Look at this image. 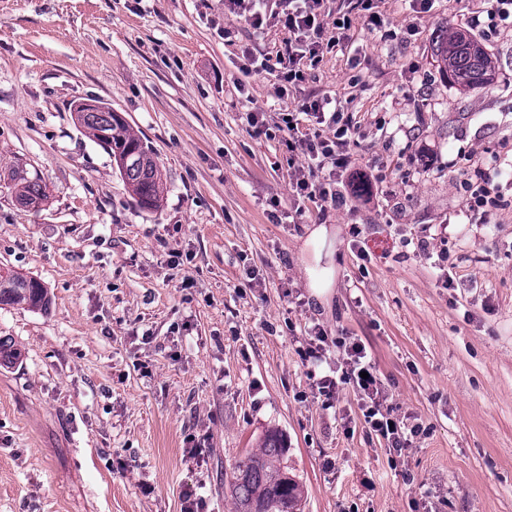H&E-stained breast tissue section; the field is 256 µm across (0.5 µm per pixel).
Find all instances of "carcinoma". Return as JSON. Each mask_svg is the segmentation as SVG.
<instances>
[{
  "instance_id": "carcinoma-1",
  "label": "carcinoma",
  "mask_w": 512,
  "mask_h": 512,
  "mask_svg": "<svg viewBox=\"0 0 512 512\" xmlns=\"http://www.w3.org/2000/svg\"><path fill=\"white\" fill-rule=\"evenodd\" d=\"M436 58L444 77L466 90H488L493 86L495 63L482 45L469 35L446 28L436 40ZM75 120L111 156L124 182L141 208L156 209L163 200L165 182L152 148L134 133L119 112L74 111ZM16 200L37 207L48 199L40 178L27 169L10 167ZM24 304L32 310L50 306L47 288L35 277L0 268V305ZM22 357L20 349L0 339V367L11 366ZM287 444L278 431L269 432L260 452L248 454L233 470L230 490L235 512H299L301 488L287 477L284 465Z\"/></svg>"
}]
</instances>
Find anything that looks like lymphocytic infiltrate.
I'll use <instances>...</instances> for the list:
<instances>
[{
	"label": "lymphocytic infiltrate",
	"instance_id": "lymphocytic-infiltrate-1",
	"mask_svg": "<svg viewBox=\"0 0 512 512\" xmlns=\"http://www.w3.org/2000/svg\"><path fill=\"white\" fill-rule=\"evenodd\" d=\"M257 0H224V15L253 29L283 28L288 33L284 52L275 61L261 60L251 48L242 56L254 71L273 75L280 91L300 90L307 79L308 68L317 66L326 54L345 49L346 38L330 28L327 0H283L280 11L265 13L256 7ZM327 97L302 94L294 109L281 113L277 124L281 142L290 159L296 160L293 171L292 199L297 213L307 204L329 203L344 206L345 195L340 184L356 190L369 189L370 175L351 166L347 127L342 124L341 110H328ZM505 203L493 177L482 167H473L469 178L466 207L472 214L488 218ZM345 367L339 377L325 376L316 384V394L330 403L340 386L352 385L365 397V418L371 428L391 445L394 454H402L409 439L418 435L419 426H407L393 419L388 395L376 374V367L366 361L360 344L345 347Z\"/></svg>",
	"mask_w": 512,
	"mask_h": 512
}]
</instances>
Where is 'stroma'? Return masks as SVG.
<instances>
[{
    "instance_id": "1",
    "label": "stroma",
    "mask_w": 512,
    "mask_h": 512,
    "mask_svg": "<svg viewBox=\"0 0 512 512\" xmlns=\"http://www.w3.org/2000/svg\"><path fill=\"white\" fill-rule=\"evenodd\" d=\"M378 10L303 90L340 102L379 192L298 215L281 144L247 121L294 97L241 59L284 31L225 40L224 0H0V168L48 192L26 208L0 182V266L51 298L0 308L22 352L0 368V512H234L232 469L272 430L301 512H512V206L479 220L463 188L512 160V26L485 0ZM445 26L492 56L491 90L440 74ZM89 98L156 153L159 208L75 123ZM316 326L364 346L394 416L424 427L402 456L351 387L313 398L342 366L305 358Z\"/></svg>"
}]
</instances>
